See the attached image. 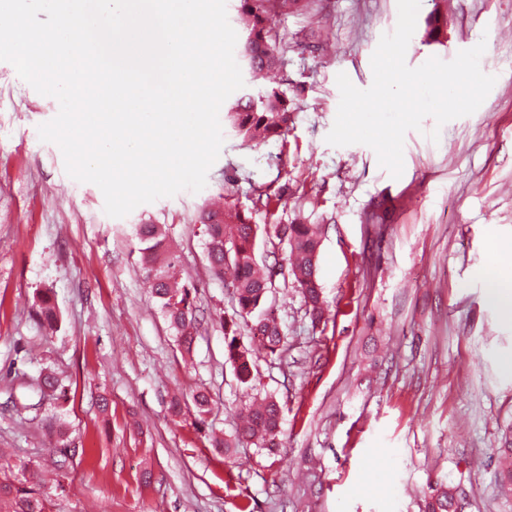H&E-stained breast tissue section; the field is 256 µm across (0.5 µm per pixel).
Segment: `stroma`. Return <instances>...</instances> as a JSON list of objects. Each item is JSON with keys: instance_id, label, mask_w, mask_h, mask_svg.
<instances>
[{"instance_id": "1", "label": "stroma", "mask_w": 512, "mask_h": 512, "mask_svg": "<svg viewBox=\"0 0 512 512\" xmlns=\"http://www.w3.org/2000/svg\"><path fill=\"white\" fill-rule=\"evenodd\" d=\"M436 11L445 22L432 40ZM397 19V0L271 7L282 60L274 85L293 109L287 135L257 144L224 128L203 190L123 218L40 140L58 101L0 61V470L47 471L59 457L51 410L13 406L15 372L48 368L68 389L62 413L76 450L54 512H419L432 483L464 489V512H512L495 460L512 424V319L488 296L491 277L512 276V0H421L407 65L482 42L480 67L496 83L473 114L408 131L395 179L370 147L326 136L337 74L369 88L371 56ZM221 195L260 224L301 215L326 227L323 320L283 280L268 294L287 345L282 359L258 358L257 381L285 407L279 446L229 457L209 435H233L250 395L216 320L233 294L209 272L195 222ZM143 222L165 228L195 287L202 320L191 352L148 287L135 235ZM44 288L52 331L37 317ZM200 390L210 398L204 422L171 414L173 395Z\"/></svg>"}]
</instances>
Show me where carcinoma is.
<instances>
[{
    "mask_svg": "<svg viewBox=\"0 0 512 512\" xmlns=\"http://www.w3.org/2000/svg\"><path fill=\"white\" fill-rule=\"evenodd\" d=\"M239 14L244 29L241 54L253 61L252 78L279 67L276 42L265 25V13L270 0H239ZM292 108L288 97L273 89L258 97L245 95L227 109L224 120L246 141L262 142L288 133L292 123ZM197 223L202 226L206 259L213 277L233 286L236 306L233 312L221 317L224 329V357L236 373L240 385L256 389L254 350L243 342L242 331L269 357L282 358L286 336L276 320L266 313L268 293L273 288L270 266L257 259L259 237L277 239L288 247L289 263L283 280L299 289L308 313L315 321L324 317L325 300L317 276L318 257L324 237V225L257 224L253 216L226 202L218 208H203ZM141 260L153 297L159 303L179 346L192 350L198 333L199 314L194 304L190 282H180L176 276L179 266L177 251L171 246L157 224H140L136 228ZM39 315L42 325L50 330L57 326V316L49 291L39 292ZM23 386L38 395L35 403H23V411L37 410L44 402L57 404L66 399L65 385L58 377L44 371ZM284 407L273 395L255 396L240 412L234 438L211 439L215 450L230 454L232 449L253 444L271 451L278 447V435ZM498 475L502 492L512 496V428L501 438L497 448ZM46 479L36 480L5 477L0 480V507L8 512H51L52 496L45 490ZM456 487L444 484L429 485L424 493L422 512H459L461 495Z\"/></svg>",
    "mask_w": 512,
    "mask_h": 512,
    "instance_id": "carcinoma-1",
    "label": "carcinoma"
}]
</instances>
